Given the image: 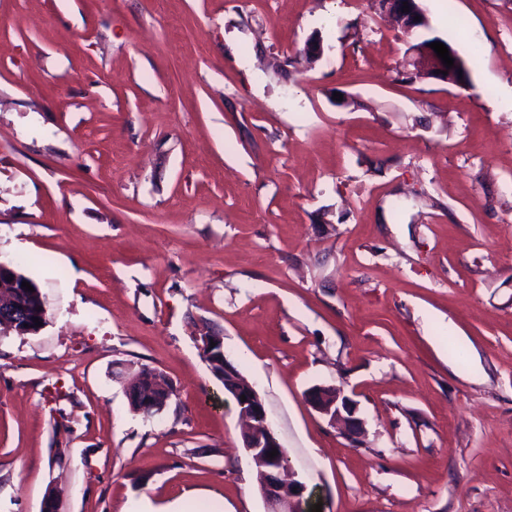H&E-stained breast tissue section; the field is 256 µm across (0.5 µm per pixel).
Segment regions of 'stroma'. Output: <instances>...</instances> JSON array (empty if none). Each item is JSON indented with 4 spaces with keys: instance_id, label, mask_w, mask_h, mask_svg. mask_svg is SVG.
Returning <instances> with one entry per match:
<instances>
[{
    "instance_id": "stroma-1",
    "label": "stroma",
    "mask_w": 512,
    "mask_h": 512,
    "mask_svg": "<svg viewBox=\"0 0 512 512\" xmlns=\"http://www.w3.org/2000/svg\"><path fill=\"white\" fill-rule=\"evenodd\" d=\"M420 5L467 84L367 0H0V512H265L209 333L322 512H512V0ZM403 2H407L409 12H402ZM415 0H372L371 8L373 12L379 16L392 18L397 25L403 30L409 40H407L406 57L403 64V70L413 75H423L427 79H433L443 83L459 85L450 77L454 74L455 69L463 63L462 76L463 84L469 79V68L466 61L460 57L458 52L448 42H441L446 45L449 55L454 60V66L448 69L437 57L433 49L429 47L430 43H423L424 35L422 28L428 25L427 17L424 12L414 5ZM419 16V21H415V17ZM410 19L409 24H404V20ZM436 70L441 73L435 74ZM447 71V75L442 74ZM22 282L15 266L0 259V328L8 327L22 336L34 335L46 324L47 311L41 293L37 296L21 288ZM34 318H39L42 326H36ZM130 385L131 387H136V392L138 393V396L141 401L140 407L136 399L132 398L130 396V393L127 392L132 409L141 412L147 416H151L158 412L164 406V402H166L168 398L167 396L166 399L160 402L157 394L155 393V391L158 390V387L153 382H151V377H147V375L145 373H141V371L132 380ZM308 400L315 411L327 417L330 423L343 422L347 437L351 441L356 440L362 434L363 422L355 416L354 402L344 394L340 387L313 386L308 391Z\"/></svg>"
}]
</instances>
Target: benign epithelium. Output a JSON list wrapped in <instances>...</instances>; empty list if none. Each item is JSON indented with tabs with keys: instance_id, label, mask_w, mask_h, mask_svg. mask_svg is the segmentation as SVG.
<instances>
[{
	"instance_id": "1",
	"label": "benign epithelium",
	"mask_w": 512,
	"mask_h": 512,
	"mask_svg": "<svg viewBox=\"0 0 512 512\" xmlns=\"http://www.w3.org/2000/svg\"><path fill=\"white\" fill-rule=\"evenodd\" d=\"M414 2L371 0V8L375 14L393 19L406 35L405 72L454 85L456 81L450 76L454 74V68L463 63V59L450 46L448 51L454 60V67L449 69L442 63L429 44L424 42L423 27L428 25V20ZM405 4L409 6L407 12L402 11ZM36 318L47 322L42 296L23 288L15 266L0 260V327H8L22 336L35 335L41 330L34 323ZM131 385L136 387L141 401L139 412L151 416L163 407L156 394L158 387L147 375L138 373ZM233 391L237 397H246V401L240 404L242 411L239 412L243 447L258 466L260 494L267 512H307L309 497L306 496V483L295 478L287 479L285 469L271 466L272 459L268 453L274 449L281 452L283 448L278 440L269 437L267 413L260 397L250 385L240 384ZM308 400L315 411L327 417L330 423L343 422L350 440L354 441L362 434L363 422L355 416L354 402L344 394L343 389L316 385L308 391Z\"/></svg>"
}]
</instances>
